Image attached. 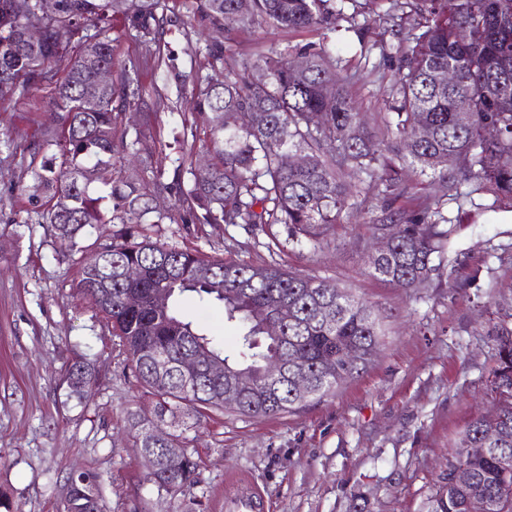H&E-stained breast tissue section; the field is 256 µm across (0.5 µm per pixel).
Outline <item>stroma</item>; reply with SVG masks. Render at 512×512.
I'll list each match as a JSON object with an SVG mask.
<instances>
[{"mask_svg":"<svg viewBox=\"0 0 512 512\" xmlns=\"http://www.w3.org/2000/svg\"><path fill=\"white\" fill-rule=\"evenodd\" d=\"M169 27L164 56L180 70H211L203 28ZM316 32H284L266 25L234 26L225 55L248 62L259 48L319 41ZM341 65L355 79L352 95L365 112H380L393 63L381 51L394 37L374 25L369 59L352 34L338 32ZM380 70H370V63ZM153 81L166 100L152 130L145 163L172 174L181 150L174 138L199 126L190 93L176 95L163 72ZM42 84L0 99V488L11 512H61L71 474L100 477L104 512H225L232 479L260 490L267 512H431L451 460V445L493 402L486 377L495 361L493 326L512 327V222L488 211L462 227L453 251L474 280L467 288L413 292L372 278L352 227L364 215L343 216L327 246L313 257L283 251L270 257L243 229L224 225L153 224L151 240L224 254L238 241L237 259L260 265L276 259L287 270H310L350 289L379 314L384 344L359 376L335 394L271 419L206 411L186 432L185 446L200 465L198 486L173 496L148 478L149 463L133 439L131 413L153 417L145 393L115 338L89 300L73 287L77 256L62 252L41 207L28 199L34 183L28 147L55 129ZM83 358L98 381L86 400L68 395L67 366Z\"/></svg>","mask_w":512,"mask_h":512,"instance_id":"obj_1","label":"stroma"}]
</instances>
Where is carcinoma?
<instances>
[{
	"label": "carcinoma",
	"mask_w": 512,
	"mask_h": 512,
	"mask_svg": "<svg viewBox=\"0 0 512 512\" xmlns=\"http://www.w3.org/2000/svg\"><path fill=\"white\" fill-rule=\"evenodd\" d=\"M55 3L46 14L39 0H0V98L53 81L69 43L83 44L49 101L59 138L29 147L34 159L58 148L42 157L29 201L45 200L43 219L72 254L84 253L80 240L88 230L117 225L112 240L98 246L99 266L81 259L76 288L103 314L134 377L157 398L156 435L147 433L145 420L131 423L152 457L150 481L176 495L200 483L199 465L183 448L189 421L208 409L272 418L328 397L371 361L383 331L367 302L326 277L231 256L211 259L153 242L143 225L242 226L264 232L261 246L272 254L285 244L315 253L344 213L363 208L370 221L361 240L392 237L387 253L367 258L371 276L406 291L469 287L468 278L448 274V246L462 216L471 208L512 211V0H376L378 19L398 39L389 54L397 68L390 104L373 113L369 126L327 41L259 52L251 63L256 76L212 42L209 56L223 71L194 79L193 109L205 127L200 140L191 133L189 151L207 156L208 166L201 173L189 163L188 188L179 172L167 182L162 172L126 167L128 147L149 153L152 145L137 127L130 142L128 132H118L122 114L135 109L150 125L157 112L145 99L140 68L115 69L106 30L88 35L83 28L90 16L121 22L154 68L166 66L167 78L183 83L186 76L160 51L170 22L164 0ZM196 13L214 31L224 29L229 14L243 26L264 22L286 31L334 30L343 21L361 45L368 30L359 0H196ZM31 27L41 31L35 42L26 36ZM295 57L306 61L298 72L291 68ZM450 65L457 83L435 84L434 72ZM102 67L113 69L106 86L96 85ZM461 111L471 114L466 127L457 121ZM255 112L265 115L264 124H253ZM418 122L430 129L429 138L416 136ZM289 153L303 154L307 164L288 166ZM406 169L429 179L425 196L416 197L414 184L402 178ZM100 184L109 188L105 197ZM164 194L176 198L178 216L153 206ZM132 268L136 279L126 277ZM187 292L221 306L224 319L236 324L233 354H226L223 338L186 315ZM130 296L140 303L128 304ZM271 321L276 336L267 330ZM496 336L488 389L501 412L462 431L432 512H512V329L500 326ZM158 351L172 361L162 376ZM196 351L224 361V377L185 379L177 362ZM273 360L283 368L277 377L267 371ZM297 372L310 380L307 397L294 393ZM65 379L80 400L96 382L95 370L76 360ZM228 389L237 393L232 403L222 399ZM463 448L487 452L463 457ZM63 512H102L97 475L71 476Z\"/></svg>",
	"instance_id": "1"
}]
</instances>
